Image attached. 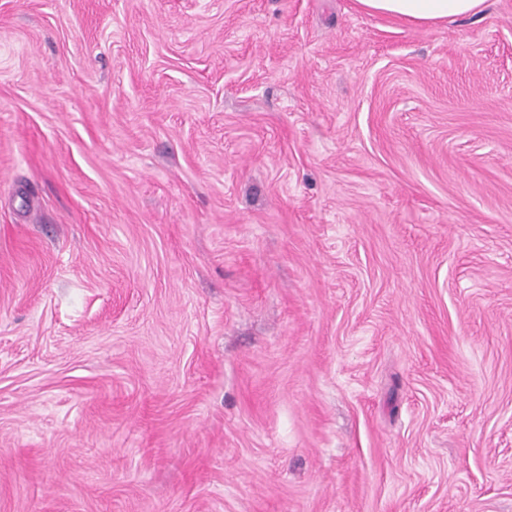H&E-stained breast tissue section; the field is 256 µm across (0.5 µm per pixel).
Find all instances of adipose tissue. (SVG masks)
I'll return each instance as SVG.
<instances>
[{
  "label": "adipose tissue",
  "instance_id": "1",
  "mask_svg": "<svg viewBox=\"0 0 512 512\" xmlns=\"http://www.w3.org/2000/svg\"><path fill=\"white\" fill-rule=\"evenodd\" d=\"M361 11L415 24H432L481 11L484 0H356Z\"/></svg>",
  "mask_w": 512,
  "mask_h": 512
}]
</instances>
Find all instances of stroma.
I'll list each match as a JSON object with an SVG mask.
<instances>
[{
  "mask_svg": "<svg viewBox=\"0 0 512 512\" xmlns=\"http://www.w3.org/2000/svg\"><path fill=\"white\" fill-rule=\"evenodd\" d=\"M0 512H512V0H0ZM484 0H356L361 11L415 24H432L448 18L475 15Z\"/></svg>",
  "mask_w": 512,
  "mask_h": 512,
  "instance_id": "stroma-1",
  "label": "stroma"
}]
</instances>
